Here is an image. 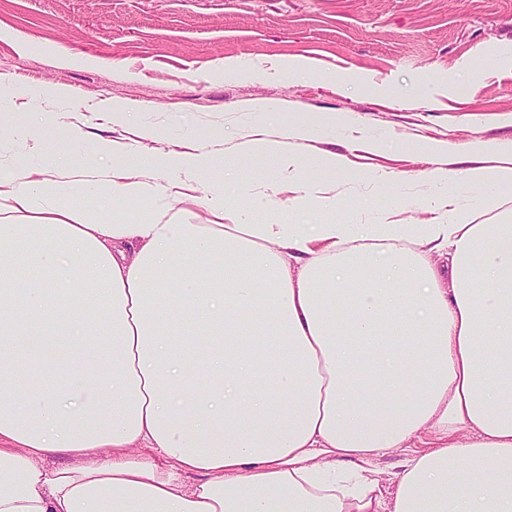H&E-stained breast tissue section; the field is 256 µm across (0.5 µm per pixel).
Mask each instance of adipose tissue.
I'll return each mask as SVG.
<instances>
[{
	"label": "adipose tissue",
	"instance_id": "1",
	"mask_svg": "<svg viewBox=\"0 0 512 512\" xmlns=\"http://www.w3.org/2000/svg\"><path fill=\"white\" fill-rule=\"evenodd\" d=\"M26 133L35 163L0 181V212L41 213L0 221V512H512V224H226L205 148L97 143L109 168L72 190L140 203L129 222L67 204L55 121ZM289 139L244 148L343 169ZM165 169L214 180L215 223L181 220L170 183L142 206ZM427 430L384 502L372 460Z\"/></svg>",
	"mask_w": 512,
	"mask_h": 512
}]
</instances>
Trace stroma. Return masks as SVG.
<instances>
[{
	"instance_id": "1",
	"label": "stroma",
	"mask_w": 512,
	"mask_h": 512,
	"mask_svg": "<svg viewBox=\"0 0 512 512\" xmlns=\"http://www.w3.org/2000/svg\"><path fill=\"white\" fill-rule=\"evenodd\" d=\"M35 106L63 133L82 130L75 163L90 178L89 145L135 140L140 125L160 130L142 142L158 153L206 136L236 175L224 183L233 210L256 223L426 224L431 195L473 224L512 213V186L459 177L496 165L493 145L512 141V0H0V121L13 129L0 136V179L28 151L19 133ZM299 127L322 135L296 141L298 154L342 155L347 171L287 181L238 149ZM426 143L447 155L427 163ZM435 166L448 182L430 180ZM433 441L427 431L374 460L384 498L409 451Z\"/></svg>"
}]
</instances>
